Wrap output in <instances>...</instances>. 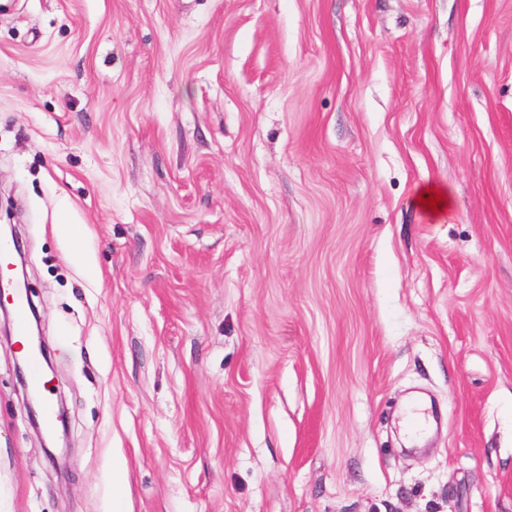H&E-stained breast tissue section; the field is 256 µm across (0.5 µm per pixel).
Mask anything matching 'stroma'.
Instances as JSON below:
<instances>
[{"label": "stroma", "instance_id": "1", "mask_svg": "<svg viewBox=\"0 0 512 512\" xmlns=\"http://www.w3.org/2000/svg\"><path fill=\"white\" fill-rule=\"evenodd\" d=\"M0 220V512H512V0H0Z\"/></svg>", "mask_w": 512, "mask_h": 512}]
</instances>
